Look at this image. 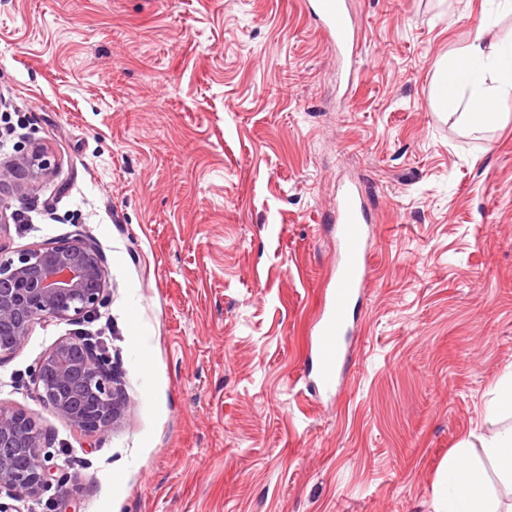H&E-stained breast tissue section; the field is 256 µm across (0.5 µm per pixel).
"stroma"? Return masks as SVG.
<instances>
[{
    "instance_id": "obj_1",
    "label": "stroma",
    "mask_w": 512,
    "mask_h": 512,
    "mask_svg": "<svg viewBox=\"0 0 512 512\" xmlns=\"http://www.w3.org/2000/svg\"><path fill=\"white\" fill-rule=\"evenodd\" d=\"M360 75L304 0H0V169L44 148L16 193L11 256L74 235L106 256L89 319L35 324L0 360V404L42 428L68 478L21 512H432L449 449L495 433L512 370V95L477 128L436 116L435 64L497 0H349ZM375 222L368 295L337 398L307 378L336 263L341 186ZM93 337L128 400L87 437L30 375ZM14 167L20 173H27L30 180L39 179L54 169L47 152L39 148H35L30 154L25 152L19 155ZM491 394L484 403L485 419L497 421L507 413L512 415V370L500 378Z\"/></svg>"
}]
</instances>
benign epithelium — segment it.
I'll return each mask as SVG.
<instances>
[{
	"label": "benign epithelium",
	"mask_w": 512,
	"mask_h": 512,
	"mask_svg": "<svg viewBox=\"0 0 512 512\" xmlns=\"http://www.w3.org/2000/svg\"><path fill=\"white\" fill-rule=\"evenodd\" d=\"M16 170L29 179L53 171L42 149L23 153ZM106 258L91 239L76 235L0 258V360L12 355L41 321H78L105 301ZM37 398L87 437L108 433L127 400L99 345L86 336L58 340L31 375ZM45 433L24 411L0 404V495L13 502L39 498L55 476Z\"/></svg>",
	"instance_id": "benign-epithelium-1"
}]
</instances>
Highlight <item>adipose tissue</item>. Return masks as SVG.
Instances as JSON below:
<instances>
[{"mask_svg":"<svg viewBox=\"0 0 512 512\" xmlns=\"http://www.w3.org/2000/svg\"><path fill=\"white\" fill-rule=\"evenodd\" d=\"M442 82L437 104L445 112L458 106L456 93L470 95L468 118L477 127L497 125L498 99L512 93V42L490 45L483 29L449 61L436 64ZM482 453L474 455L470 441L449 451L434 486V512H500L498 487L512 490V426L479 439Z\"/></svg>","mask_w":512,"mask_h":512,"instance_id":"1","label":"adipose tissue"}]
</instances>
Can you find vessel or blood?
<instances>
[{
  "label": "vessel or blood",
  "instance_id": "b4317fda",
  "mask_svg": "<svg viewBox=\"0 0 512 512\" xmlns=\"http://www.w3.org/2000/svg\"><path fill=\"white\" fill-rule=\"evenodd\" d=\"M314 13L340 57L347 81L358 71L360 34L354 27L348 0H314ZM335 279L315 324L310 372L317 390L340 389L351 352V316L371 277L374 231L368 223L361 190L344 186L336 199Z\"/></svg>",
  "mask_w": 512,
  "mask_h": 512
}]
</instances>
